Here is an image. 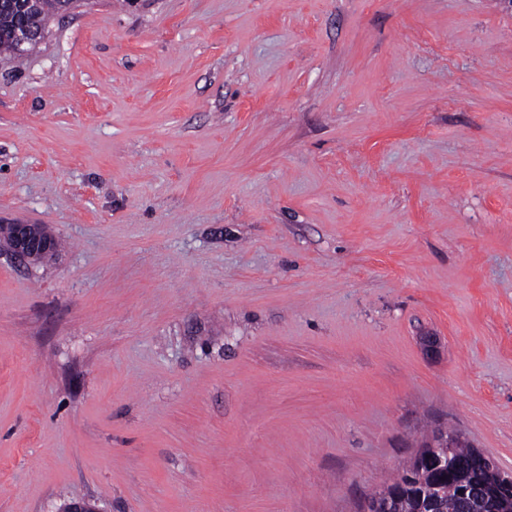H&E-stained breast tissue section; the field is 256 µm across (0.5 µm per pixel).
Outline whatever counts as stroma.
Listing matches in <instances>:
<instances>
[{"instance_id":"stroma-1","label":"stroma","mask_w":512,"mask_h":512,"mask_svg":"<svg viewBox=\"0 0 512 512\" xmlns=\"http://www.w3.org/2000/svg\"><path fill=\"white\" fill-rule=\"evenodd\" d=\"M0 512H361L512 473V0H91L0 56ZM7 245L20 260H36L37 257L55 252L57 243L41 225L13 224ZM447 440L448 447L441 448ZM427 448H435L433 452L445 457L447 461L449 453L455 464V473L448 477V471L437 470L445 466L444 461L428 453ZM473 448L469 439L459 431L441 430L425 438L417 456H423L437 469L429 467L423 460H413L401 473L385 481L372 494L389 497L390 506L387 500L374 495L367 499L362 512H391L390 507L393 512H431L428 510L433 504L436 505L435 512H465V500L474 509L483 499V493L477 487H481L490 499L498 500L502 507V500L512 498V489L509 493L505 488L511 487L512 474L498 472L496 475ZM464 483L477 486L463 487L465 500L460 494Z\"/></svg>"}]
</instances>
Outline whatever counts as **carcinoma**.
Instances as JSON below:
<instances>
[{
	"label": "carcinoma",
	"instance_id": "1",
	"mask_svg": "<svg viewBox=\"0 0 512 512\" xmlns=\"http://www.w3.org/2000/svg\"><path fill=\"white\" fill-rule=\"evenodd\" d=\"M12 2L14 0H0V53L19 59L22 54L16 52L13 45L12 28L25 25L34 33L25 52L34 51L41 42L36 33L45 29L55 15L66 9V0H40L37 10L26 12L12 8ZM435 452L451 458L455 473L450 476L445 471L428 466L423 460L412 461L401 473L376 490V494L390 499L392 512H428L433 505L437 512H464L460 489L466 483L482 488L494 500L512 498V492L502 486L497 475L476 450L447 447L437 448Z\"/></svg>",
	"mask_w": 512,
	"mask_h": 512
}]
</instances>
